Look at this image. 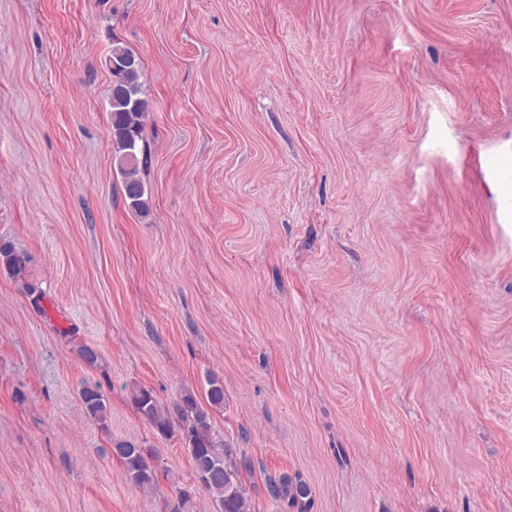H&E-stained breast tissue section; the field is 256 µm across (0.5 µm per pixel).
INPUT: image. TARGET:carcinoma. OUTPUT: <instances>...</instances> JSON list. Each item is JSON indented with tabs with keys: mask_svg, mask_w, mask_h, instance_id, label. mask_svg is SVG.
Segmentation results:
<instances>
[{
	"mask_svg": "<svg viewBox=\"0 0 512 512\" xmlns=\"http://www.w3.org/2000/svg\"><path fill=\"white\" fill-rule=\"evenodd\" d=\"M109 59L114 77L109 95L112 128L113 160L119 170L128 207L146 216L150 212L148 188L141 172L147 168L148 151L142 131L149 104L142 97L141 62L128 48L116 42ZM19 275L26 268V257L11 245H0V266ZM207 403L211 407L224 406V384L212 374L207 379ZM84 415L101 426H106L110 407L98 383H85L79 393ZM129 402L136 413L158 434L171 435L179 430L189 452L199 489L211 500L215 512H247L248 490L242 473L254 470L252 461L241 456L232 460L233 449L215 442L210 414L195 398L187 396L171 407L159 403L150 389L134 386L129 390ZM112 454L120 462L126 481L148 492L157 484V471L150 450L133 440L113 442ZM268 496L280 506L281 512H308L311 506L309 487L288 475L268 477L265 480ZM195 491L182 489L171 512H194Z\"/></svg>",
	"mask_w": 512,
	"mask_h": 512,
	"instance_id": "cac0c4a2",
	"label": "carcinoma"
}]
</instances>
